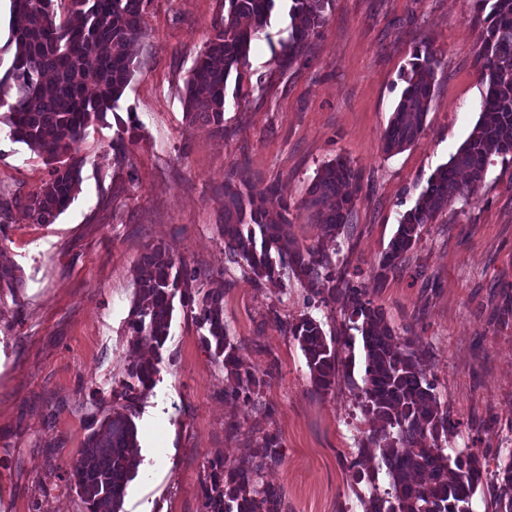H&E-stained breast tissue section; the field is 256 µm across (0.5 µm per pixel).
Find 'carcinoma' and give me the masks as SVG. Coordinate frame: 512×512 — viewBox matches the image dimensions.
Returning a JSON list of instances; mask_svg holds the SVG:
<instances>
[{
    "mask_svg": "<svg viewBox=\"0 0 512 512\" xmlns=\"http://www.w3.org/2000/svg\"><path fill=\"white\" fill-rule=\"evenodd\" d=\"M54 0H10L12 51L9 68L0 76V122L19 141L46 156L50 178L39 191L21 197L0 196V233L13 207H21L33 224H51L74 199L81 162L72 147L85 127L117 107L130 82L129 49L140 35V17L149 0H69V16L57 20ZM276 0H224V19L191 71L185 89V116L213 133L224 135V102L232 70L246 62L251 42L268 26ZM331 0H288L291 32L284 45L285 61L300 56L310 33L326 21ZM470 21L482 28L475 53L478 80L484 86L481 118L449 162L432 174L428 186L407 211L379 263L378 278L398 262L419 235V228L448 209V204L475 191L494 156H512V0H473ZM436 61L415 54L406 75L407 87L384 134L387 152L412 144L423 130ZM248 179L224 183V247L244 260L255 279L274 280L276 262L287 263L306 281L313 297L328 304L346 296L349 319L357 323L364 350L362 413L381 423L369 437L380 450L390 490L372 492L366 512H470L482 484L484 468L473 453H459L453 462L441 448L442 436L457 427L441 408L412 341L388 324L384 312L365 298L363 289L336 274L327 246H302L288 231L290 205L277 189L254 194ZM359 191L349 163L325 164L302 202L322 226L324 239L336 237L349 222ZM278 260H273V256ZM137 284L130 331L136 346H164L169 335L174 299L197 307L205 347L233 378L224 396L255 400L272 371L246 367L238 345L224 326V292L204 288L194 271L176 263L168 249L153 246L135 268ZM299 344L315 387L336 386V339L327 338L319 321L303 315L288 324ZM155 364L131 366L129 375L141 386L153 382ZM396 430L391 434L388 429ZM277 436L262 439L258 459L226 468L211 460L202 484L204 512H279L276 491L259 483L260 473L283 461ZM138 467L137 428L126 413L113 410L87 437L74 466L75 490L85 512H121L127 484ZM499 480L496 512H512V454L496 471Z\"/></svg>",
    "mask_w": 512,
    "mask_h": 512,
    "instance_id": "1",
    "label": "carcinoma"
}]
</instances>
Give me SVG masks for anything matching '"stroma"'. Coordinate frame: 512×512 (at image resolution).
Returning <instances> with one entry per match:
<instances>
[{
	"label": "stroma",
	"mask_w": 512,
	"mask_h": 512,
	"mask_svg": "<svg viewBox=\"0 0 512 512\" xmlns=\"http://www.w3.org/2000/svg\"><path fill=\"white\" fill-rule=\"evenodd\" d=\"M472 12L473 0H332L325 25L285 66L290 20L277 0L227 82L220 137L189 124L184 95L224 0H151L115 113L90 123L74 146L83 162L74 199L51 224L15 208L0 235V261L22 280L0 288V512H82L70 475L92 418L118 407L131 382L134 268L158 244L223 289L224 325L244 364L273 376L257 403L226 399L230 377L190 310L175 306L152 355L153 382L128 409L140 463L122 512H203L206 461L252 458L267 432L280 437L284 458L261 481L279 493L282 512H365L371 488H388L379 451L370 456L374 482H355L350 470L371 424L357 399L364 368H346L363 350L344 297L312 300L288 267L256 281L218 229L219 189L245 167L252 191L273 185L288 201L290 235L320 243L321 226L300 203L337 158L361 189L336 239V269L390 326L408 331L458 423L442 448L486 466L471 512H495L494 473L512 456V162L492 158L479 189L423 225L398 268L376 277L403 214L480 118L473 59L482 30ZM417 51L437 59L429 110L415 142L388 153L383 136ZM123 123L135 137L119 158L112 143ZM49 171L45 156L0 123V195L36 192ZM303 314L338 339L333 390H316L285 329Z\"/></svg>",
	"instance_id": "obj_1"
}]
</instances>
